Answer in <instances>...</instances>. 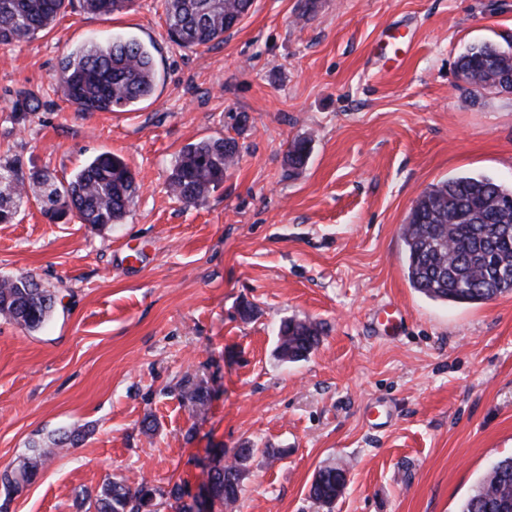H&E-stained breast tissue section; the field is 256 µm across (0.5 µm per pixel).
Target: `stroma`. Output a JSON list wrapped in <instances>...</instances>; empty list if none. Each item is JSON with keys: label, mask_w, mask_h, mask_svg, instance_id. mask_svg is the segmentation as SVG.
I'll return each mask as SVG.
<instances>
[{"label": "stroma", "mask_w": 512, "mask_h": 512, "mask_svg": "<svg viewBox=\"0 0 512 512\" xmlns=\"http://www.w3.org/2000/svg\"><path fill=\"white\" fill-rule=\"evenodd\" d=\"M116 35L150 47L153 97L77 111L53 80L61 60ZM508 41L512 0H254L222 44L184 48L164 0H136L109 15L74 4L0 45V163L64 182L111 152L140 185L118 224L52 222L33 198L0 224V277L33 276L56 297L39 330L0 318V472L80 432L8 512H85L81 492L121 477L181 484L190 504L215 449L246 447L249 475L224 512H457L512 455V292L427 298L407 279L400 228L450 176L512 186V95L471 94L456 75L473 44ZM220 137L236 141V165L202 203L178 201L167 180L180 151ZM300 139L309 155L292 171ZM390 302L396 340L373 318ZM287 318L323 334L284 364ZM188 379L204 403L182 398ZM327 465L347 472L328 509L308 494Z\"/></svg>", "instance_id": "35a3bbf8"}]
</instances>
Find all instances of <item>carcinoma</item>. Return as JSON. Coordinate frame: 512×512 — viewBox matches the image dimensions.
<instances>
[{"label": "carcinoma", "mask_w": 512, "mask_h": 512, "mask_svg": "<svg viewBox=\"0 0 512 512\" xmlns=\"http://www.w3.org/2000/svg\"><path fill=\"white\" fill-rule=\"evenodd\" d=\"M72 0H0V45L20 42L54 22ZM253 0H164L165 24L177 44L210 47L224 42L231 29L227 18H244ZM134 0H81L84 11L108 14L130 9ZM500 46L480 43L460 56L457 71L463 73L474 93L489 90L503 74H512V54L503 56ZM54 79L62 96L80 112H127L152 96L156 70L151 51L133 37L116 35L107 41H91L65 56ZM305 140L294 142L287 153L288 165L302 167L308 157ZM235 141L211 138L190 144L177 157L169 176L172 194L186 204H197L224 182L236 164ZM138 184L125 160L101 153L78 168L71 179L56 183L46 172L24 175L0 165V223L9 222L29 195L43 202L51 220L76 213L85 224L104 227L117 224L135 196ZM407 277L413 288L430 299L451 303H482L508 292L493 287L501 271L512 273V187L483 176L450 177L428 187L416 201L402 226ZM54 295L31 276L0 278V316L18 327L35 331L45 326L54 311ZM321 327L310 320L289 318L278 329L276 355L284 363L306 358L319 344ZM181 395L202 403V386L185 381ZM63 434L50 443L35 445L18 468L0 476L3 502L33 480L42 463L64 447ZM255 449L238 448L233 461L224 463L216 453L209 470L208 512H217L238 500L248 463ZM342 469L323 467L315 474L309 496L330 507L345 487ZM184 496L176 484L166 491L143 480L131 488L123 480L101 487L95 512H156L158 500ZM458 512H512V456L495 461L479 480Z\"/></svg>", "instance_id": "obj_1"}]
</instances>
